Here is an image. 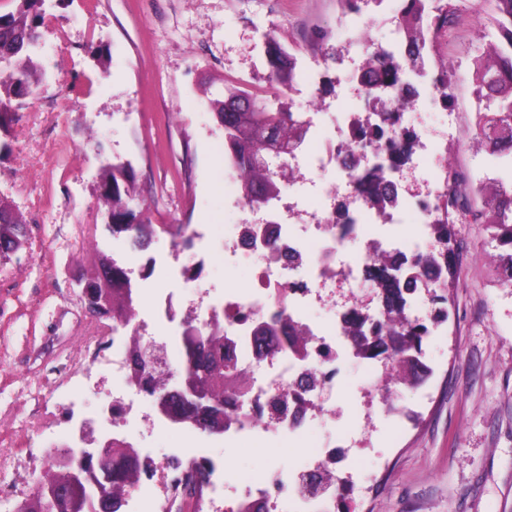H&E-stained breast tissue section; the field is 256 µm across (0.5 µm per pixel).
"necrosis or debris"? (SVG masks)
<instances>
[{"label":"necrosis or debris","instance_id":"1","mask_svg":"<svg viewBox=\"0 0 512 512\" xmlns=\"http://www.w3.org/2000/svg\"><path fill=\"white\" fill-rule=\"evenodd\" d=\"M366 102L364 91L356 90L352 101L331 113L332 125L325 131L320 112L304 113L308 138L298 156L289 159L290 172L281 179L278 198L266 206L236 199L234 210L254 215L255 221L224 225V262L252 265L251 285L225 289L218 304L208 303L199 290L178 311L160 295L138 306L129 324L114 332L111 356L100 359L112 371V396L85 405L87 417L119 430L132 426L134 410L140 407L151 412L158 430L193 432L192 424L161 412L157 395L133 383L130 353L135 348L159 349L160 358L150 363L149 372L165 379L159 395L172 397L184 391L175 363L184 357L186 325L206 328L217 323L224 332V350L235 359L247 389L224 425L233 447L277 431L294 439L311 424L335 422L336 405L322 395L335 387L351 350L349 317L355 312L381 316L378 299L361 302L355 293L372 289L384 265L410 262L422 254L437 257L439 246L429 224L441 192L437 179L448 168L447 152L431 150L430 164L421 166L401 161V149L382 151L364 138L360 129ZM382 169L394 185V202L378 211L366 206L363 196ZM399 224L414 225V234L397 233ZM322 302L328 304L329 315L318 321L308 310ZM263 324L279 331L302 329L309 336L305 353L280 344L271 355L260 356L255 334ZM157 327L163 335H154ZM359 363L370 378L368 393L378 403L365 413L364 425L379 417L406 420L410 411L400 400L402 381L380 359L363 357ZM353 440L348 434L318 441L299 467L268 473L246 486L229 509L223 505L225 463L207 448H173L161 457L142 450L140 477L126 492L124 505L130 512H186L177 480L191 464L200 463L208 471L205 492L212 512H255L259 507L264 512H336V488L352 485L357 468L351 462L335 472L336 448Z\"/></svg>","mask_w":512,"mask_h":512}]
</instances>
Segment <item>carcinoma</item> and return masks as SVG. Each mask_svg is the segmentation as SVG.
<instances>
[{
    "instance_id": "carcinoma-1",
    "label": "carcinoma",
    "mask_w": 512,
    "mask_h": 512,
    "mask_svg": "<svg viewBox=\"0 0 512 512\" xmlns=\"http://www.w3.org/2000/svg\"><path fill=\"white\" fill-rule=\"evenodd\" d=\"M15 9L0 15V133L10 135L13 114L24 104L33 88L46 78L45 70L36 62L41 45V27L45 23V0H13ZM344 14H361L365 8L381 5L384 0H338ZM472 8L490 16L494 31L489 33V48L484 56L474 59L473 95L476 110L475 134L484 151L512 172V0H471ZM453 0H401L395 34L398 51L377 46L366 52V69L362 81L367 86L370 111L393 91H412L406 76L410 72L433 70L432 84L443 104L451 93V69L436 60L440 55L439 37L456 17ZM268 79L283 88L293 89L297 58L272 36L266 40ZM250 101L256 112H233L231 108ZM218 123L224 129V150L232 166L242 175L241 194L249 202L262 198L275 200L280 192L279 179L288 170V153L300 146L308 133V123L283 102L277 104L263 96L238 88H225L224 99L211 101ZM387 127L404 141L412 152L417 137L398 127L399 116L394 110L385 113ZM464 175L453 163L448 165V192L439 196L430 229L445 245L440 253L441 271L448 273V284L429 289L433 303L438 305L434 320L448 319V289L458 283L461 263L456 248L454 226L485 224L494 229L496 242L493 271L503 284L512 285V179L490 178L486 183L462 190ZM101 199L105 214L112 219L114 236L133 235L142 244L152 238L155 225L144 212V198L135 183V173L128 162L107 161L100 168ZM367 202L378 209L389 204L390 195L377 182L367 191ZM23 220L15 207L0 198V242L10 240L21 245ZM374 292L382 300L390 319L399 327L384 336L383 325L366 316L351 317L353 350L360 356L391 361V370L402 380L423 382L430 374L421 361L423 341L428 327L408 314L407 289L383 275L376 280ZM112 298V320L120 324L134 316L132 293L114 288L100 289ZM187 350L181 376L192 387L209 397L206 407H191L171 400L170 414L176 420L192 421L204 431L224 426L225 399L233 400L242 391L234 364L224 355L222 333L204 335L196 327L186 328ZM135 449L115 447L106 456V468L112 474L101 485L102 495L112 501V512H120L122 496L134 483L137 471L130 459ZM99 500L90 482L71 490V504L84 512L88 500Z\"/></svg>"
}]
</instances>
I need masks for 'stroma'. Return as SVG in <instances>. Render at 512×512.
I'll use <instances>...</instances> for the list:
<instances>
[{"mask_svg":"<svg viewBox=\"0 0 512 512\" xmlns=\"http://www.w3.org/2000/svg\"><path fill=\"white\" fill-rule=\"evenodd\" d=\"M456 5L442 45L453 64L458 127L449 151L476 181L496 174L472 131L469 60L484 51L489 27L467 0ZM45 9L38 61L47 78L18 112L9 151L0 152V196L27 221L23 246L0 258V448L22 451L41 448L49 422L64 420L77 391L76 337L93 351L112 343L111 319L85 313L78 286L112 255L101 157L132 165L150 223L204 224L220 237L233 198L224 191V133L210 101L231 85L273 102L284 97L267 82L269 35L306 71L286 96L296 112L309 109L326 76L337 85L324 101L336 106L361 61L337 0H46ZM321 39L342 52L329 69ZM455 232L469 275L451 289L449 317L423 345L431 376L401 395L409 422L382 423L350 451L371 481L365 497L349 496L353 512H512V287L490 272L485 225ZM168 239L152 238L132 278L178 309L187 293L158 265ZM194 263L211 300H222L229 283H251V269L225 267L220 252ZM364 385L363 370L347 361L336 395L341 417L297 442L261 435L235 450L207 436L210 453L228 463L227 500L266 470L297 467L318 439L351 425Z\"/></svg>","mask_w":512,"mask_h":512,"instance_id":"obj_1","label":"stroma"}]
</instances>
